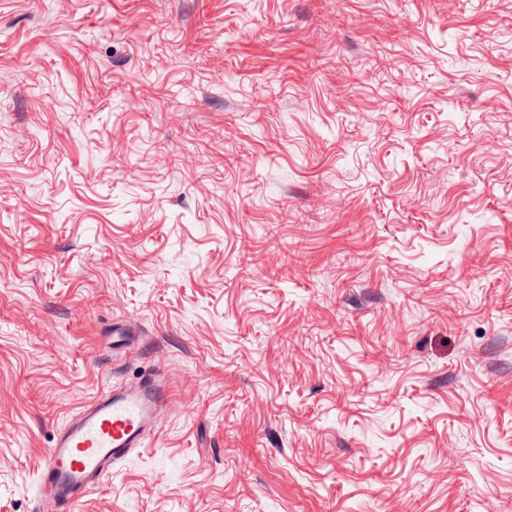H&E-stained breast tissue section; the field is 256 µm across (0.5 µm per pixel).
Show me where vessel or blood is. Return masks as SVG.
Listing matches in <instances>:
<instances>
[{"instance_id": "1", "label": "vessel or blood", "mask_w": 512, "mask_h": 512, "mask_svg": "<svg viewBox=\"0 0 512 512\" xmlns=\"http://www.w3.org/2000/svg\"><path fill=\"white\" fill-rule=\"evenodd\" d=\"M171 406L157 374L150 373L113 385L59 428L39 472V490L53 512H76L86 492L158 434Z\"/></svg>"}]
</instances>
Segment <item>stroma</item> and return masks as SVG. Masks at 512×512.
Masks as SVG:
<instances>
[{
    "label": "stroma",
    "instance_id": "35a3bbf8",
    "mask_svg": "<svg viewBox=\"0 0 512 512\" xmlns=\"http://www.w3.org/2000/svg\"><path fill=\"white\" fill-rule=\"evenodd\" d=\"M152 371L78 512H512V8L0 0V512ZM171 407L158 375L150 373L113 385L59 428L38 479L53 512H75L86 492L158 434Z\"/></svg>",
    "mask_w": 512,
    "mask_h": 512
}]
</instances>
